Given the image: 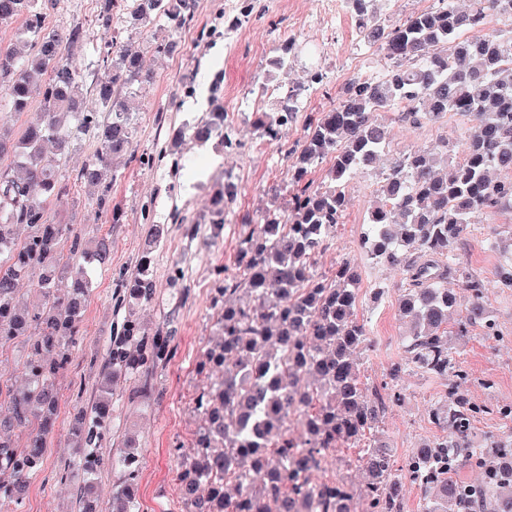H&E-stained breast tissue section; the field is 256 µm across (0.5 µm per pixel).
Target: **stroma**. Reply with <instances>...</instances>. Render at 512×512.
Returning <instances> with one entry per match:
<instances>
[{"label":"stroma","mask_w":512,"mask_h":512,"mask_svg":"<svg viewBox=\"0 0 512 512\" xmlns=\"http://www.w3.org/2000/svg\"><path fill=\"white\" fill-rule=\"evenodd\" d=\"M129 2L117 0L109 35H92L63 57L64 64L81 75L82 93L89 101L97 85L112 74L111 65L100 60L106 38L140 52L152 78L126 93L136 119L134 162L106 169L98 186L76 183L78 171L99 148L92 126L73 140L62 164L61 174L74 188L67 204L51 208V215L58 223L75 225L84 237H108L112 251L92 279L83 339L55 380L60 401L43 469L31 480L20 505L0 512H78L73 484L59 481L56 474L66 462L79 458L71 428L79 408L96 395L99 370L91 359L104 355L113 329L127 319L150 329L173 327L176 338L171 360L152 375L153 397L132 405L125 396L126 381L116 386L110 432L98 450L100 465L94 477L100 512H112L110 450L128 436L139 462L138 512H187L175 481L178 450L190 448L204 425L194 397L220 378L216 372H198L197 364L221 336L216 312L225 303V275L237 272L239 240L266 212L288 210L295 186L286 152L303 140L306 115L332 108L352 75L370 74L383 66L380 57L361 45L349 0H264L263 18L257 23L238 12L237 0H196L189 27L176 30L166 17L155 16L137 32L124 22ZM289 38L295 45L287 54L283 47ZM161 39L178 42L179 52H155L153 44ZM281 56L285 65L275 67L274 59ZM316 68L326 76L324 86L307 83L308 71ZM292 90L299 93L296 121L283 129L277 146L253 152L251 145L260 136L253 124L256 113L274 111ZM215 103L224 107V132L199 144L187 129L207 117ZM377 118L392 125L388 156L354 175L346 190L342 222L313 266L316 275L329 278L348 260L361 275L357 314L368 319L376 340L373 351L360 357L361 379L370 387L386 380L391 365L403 355V336L410 333L393 294L402 272L375 263L362 244L368 217L378 202L381 173L389 156L455 140L469 126L466 118L454 113L417 128L392 123L383 112ZM228 182L236 185L237 195L225 202L224 224L218 229L210 222L212 199ZM104 192L123 209L121 223H113L111 213L98 208L96 198ZM147 214L163 228L160 243L152 248L143 220ZM491 225L501 237L512 236V210L475 215L462 257L483 280L486 303L504 339L454 336L450 345L472 378L470 398L490 409L475 425L477 437L512 441V424L492 413L493 408L512 403V290L499 288L491 275L502 259L500 250L486 241ZM145 255L151 260L153 303L120 302ZM379 288L385 294L377 300L373 294ZM400 385L405 399L389 408L381 426L399 462L435 435L426 412L448 383L409 371Z\"/></svg>","instance_id":"35a3bbf8"}]
</instances>
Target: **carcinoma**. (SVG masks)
<instances>
[{
  "label": "carcinoma",
  "mask_w": 512,
  "mask_h": 512,
  "mask_svg": "<svg viewBox=\"0 0 512 512\" xmlns=\"http://www.w3.org/2000/svg\"><path fill=\"white\" fill-rule=\"evenodd\" d=\"M55 0H0V24L24 19L16 38L31 53L22 58L0 46V80L11 82L12 105L25 109L41 98L43 111L16 141L0 127V341L25 337L22 369L26 389L10 398L0 417V502L12 503L42 467L58 396L52 379L69 364L72 347L83 336L82 311L92 276L105 264L110 244L87 240L69 224H56L49 206L69 195L59 173L73 135L94 123L84 111L78 74L63 64L67 51L82 44L86 31L48 26ZM362 44L387 68L355 76L335 107L305 119L307 134L288 151L296 157L294 179L323 160L330 163L329 186H297L288 212H267L245 232L237 256L239 274L224 279V294L239 303L224 305L218 322L223 336L198 363L199 372L222 373L217 388L200 393L195 409L205 425L176 472L189 512H404L402 490L420 491V512H512V443L470 442L479 407L468 394V373L454 356L448 337L482 330L494 338L495 323L485 302L483 281L463 265L459 250L473 217L503 206L512 208V184L493 176L512 169V0H471L461 11L455 0L408 14L391 25L372 21L376 0H351ZM114 0H102L94 27L112 29ZM195 0H131L130 16L143 24L164 15L179 26L194 19ZM112 61V81L97 88L109 114L100 128V149L77 174L97 185L103 170L119 159L132 160L135 118L119 90L147 81L139 55L105 43L102 61ZM391 112L419 126L458 112L471 123L456 139L462 161L435 167V155H448V140L435 149L415 147L395 158L378 189L364 243L370 258L403 272L394 290L401 314L412 325L404 355L390 368L389 381L370 398L355 353L373 346L368 321L358 319L360 275L344 262L331 278L314 275L313 259L342 218L345 189L356 172L376 160L390 142L389 126L372 119ZM297 98L272 113L257 115L260 134L278 136L285 119H296ZM224 129V111L215 109L192 127L191 136L208 141ZM50 143L53 150H45ZM236 196L232 184L213 201V220L224 224V199ZM30 228L19 243L14 227ZM75 262L59 265L64 243ZM40 272L42 301L32 305L19 285ZM453 274L464 303L444 287ZM493 276L512 288V260L500 262ZM154 295L149 265L143 262L128 297L148 304ZM459 310L453 325L448 313ZM172 332L150 331L128 319L106 345L100 395L91 418L80 417L73 434L82 443L81 465H67L60 479L77 483L80 512H98L90 476L96 473L97 444L111 417L112 384L119 375H137L166 365L173 353ZM409 370L448 381L442 398L429 408L438 434L415 449L400 466L377 436L386 409L403 400L398 382ZM302 418V431L291 425ZM29 429L18 448L6 434ZM340 448L358 449L357 464L367 480H318L322 461ZM115 489L112 512H132L138 477L136 455L115 448L111 457ZM483 469L472 485L457 473Z\"/></svg>",
  "instance_id": "1"
}]
</instances>
